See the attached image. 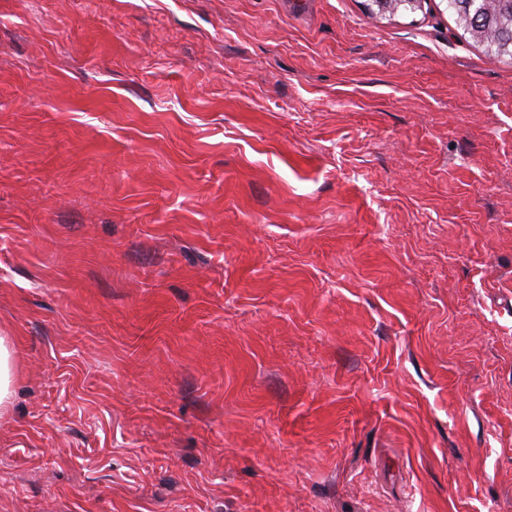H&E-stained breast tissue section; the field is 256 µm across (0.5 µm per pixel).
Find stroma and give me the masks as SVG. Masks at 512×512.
<instances>
[{"label": "stroma", "instance_id": "obj_1", "mask_svg": "<svg viewBox=\"0 0 512 512\" xmlns=\"http://www.w3.org/2000/svg\"><path fill=\"white\" fill-rule=\"evenodd\" d=\"M366 2L0 0V512H512V60ZM16 349L5 336H0V415L5 413L10 404L15 373Z\"/></svg>", "mask_w": 512, "mask_h": 512}]
</instances>
